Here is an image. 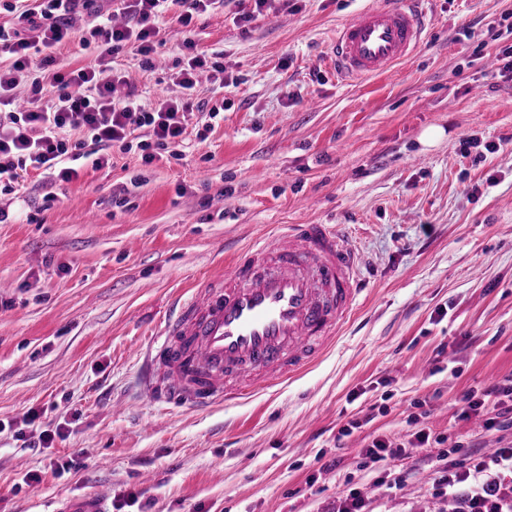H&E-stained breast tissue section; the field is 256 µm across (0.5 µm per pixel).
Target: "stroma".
<instances>
[{
	"mask_svg": "<svg viewBox=\"0 0 512 512\" xmlns=\"http://www.w3.org/2000/svg\"><path fill=\"white\" fill-rule=\"evenodd\" d=\"M372 2L276 0L256 18L253 0H224L166 27L152 68L120 47L147 105L181 97L184 38L222 57L181 146L149 164L116 150L70 182L31 171L0 194V512L98 491L107 512H334L362 485L370 512H455L416 432L512 444L463 414L468 393L512 381V81L493 64L512 0H428L415 55L350 83L337 30ZM284 224L335 225L363 259L333 349L237 404L149 401L145 354L174 298ZM376 437L402 453L363 468ZM72 457L81 467L59 471ZM387 474L402 491L376 489Z\"/></svg>",
	"mask_w": 512,
	"mask_h": 512,
	"instance_id": "1",
	"label": "stroma"
}]
</instances>
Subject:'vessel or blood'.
Returning <instances> with one entry per match:
<instances>
[{"mask_svg": "<svg viewBox=\"0 0 512 512\" xmlns=\"http://www.w3.org/2000/svg\"><path fill=\"white\" fill-rule=\"evenodd\" d=\"M422 0H375L342 23L336 69L390 72L426 37ZM361 259L329 224H293L234 252L223 271L177 300L151 351L153 400L195 410L237 403L294 379L335 343L357 308Z\"/></svg>", "mask_w": 512, "mask_h": 512, "instance_id": "1", "label": "vessel or blood"}]
</instances>
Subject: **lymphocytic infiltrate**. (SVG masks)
<instances>
[{"mask_svg": "<svg viewBox=\"0 0 512 512\" xmlns=\"http://www.w3.org/2000/svg\"><path fill=\"white\" fill-rule=\"evenodd\" d=\"M98 0H39L20 11L18 20L32 34L0 27V54L12 63L0 67V192L13 193L21 174L34 171L62 182L77 179L85 164L107 163V150L140 149L145 163L154 159L151 146L178 144L184 133L187 112L194 107L200 73L223 72L224 64L210 60L193 40H184L183 65L178 72L180 98H158L153 106L141 104L134 94L116 97L125 77L112 64L121 44L134 45L139 55L151 58L164 18L189 26L194 15L217 8L223 0H113L124 24H113ZM92 15L96 23L81 35L82 45L96 43L95 65L63 69L56 50L72 35L71 19L78 12ZM30 82L32 97L27 106L16 103V88ZM54 95L42 99L45 87ZM82 131L84 138L70 141L65 132ZM150 138L136 141L138 130ZM443 463L433 486L437 495L461 499L465 512H512V498L501 491L504 473H512V448L476 456L463 445L439 450Z\"/></svg>", "mask_w": 512, "mask_h": 512, "instance_id": "1", "label": "lymphocytic infiltrate"}]
</instances>
